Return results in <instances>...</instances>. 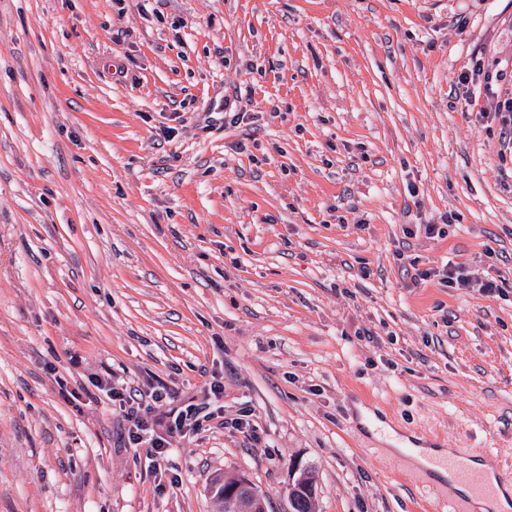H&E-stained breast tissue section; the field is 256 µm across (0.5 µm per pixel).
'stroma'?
Instances as JSON below:
<instances>
[{"label":"stroma","instance_id":"stroma-1","mask_svg":"<svg viewBox=\"0 0 512 512\" xmlns=\"http://www.w3.org/2000/svg\"><path fill=\"white\" fill-rule=\"evenodd\" d=\"M512 0H0V512H449L512 470ZM245 113L234 127L225 109ZM425 224H440L430 238ZM502 294L420 271L446 263ZM204 401L156 486L96 378ZM80 390L79 399L61 388ZM480 78H482L485 83H502L505 81V76L503 74L499 72L493 73L489 70H485L484 66L479 62L474 64L470 71H465L459 76L458 83L463 86V89H466V91H464L462 94V98H464L465 102H470L472 99L468 84H473L475 81H480ZM510 83V91L505 89V93L502 97L497 99L495 103L492 105V109L494 110L497 116H500V119L503 124L504 132V142L508 141V144L512 143V75L509 80ZM412 450L410 459L412 463L420 464L428 467L441 480H448V493L458 496H464L470 500L474 508L480 512H509L512 510L511 489L507 485L497 482L495 470L486 460L478 458H462L456 455V451L451 448H404ZM463 459L469 466L483 472L496 487V494L492 498H479L474 496L471 491L462 484L452 482L448 475V470L444 467H438L433 464L436 459ZM447 462L436 461L437 465H445L455 471L456 477L462 482L470 485L477 493H488L493 488L488 485L479 475L470 470L457 465L455 462L448 460ZM511 501V507H510ZM238 481V477L224 478L223 475L215 476L210 485H212L213 498L218 506V512H235L236 504L231 497L229 489ZM305 476L300 474L295 480L300 482ZM294 484L290 490L291 506L294 512H314L312 510V494L314 490L311 480L305 478V482ZM300 487V489L297 488ZM249 480V478L245 477V480L233 489L234 493L244 492L239 501L240 512H266V505L262 495L259 494ZM259 508L264 511H258Z\"/></svg>","mask_w":512,"mask_h":512}]
</instances>
